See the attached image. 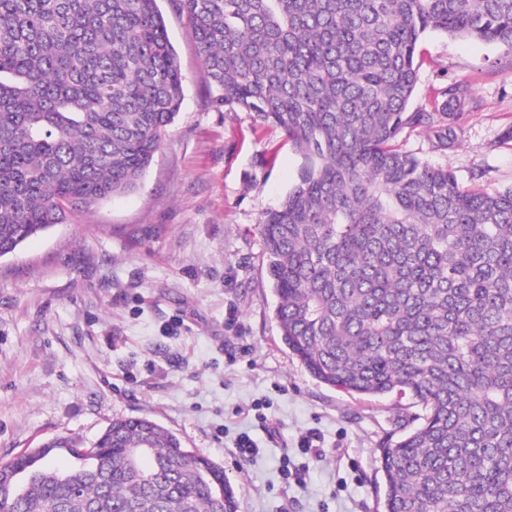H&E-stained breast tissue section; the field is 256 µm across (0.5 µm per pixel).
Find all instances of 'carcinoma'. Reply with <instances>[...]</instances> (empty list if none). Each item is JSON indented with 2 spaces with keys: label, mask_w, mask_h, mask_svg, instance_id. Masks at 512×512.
<instances>
[{
  "label": "carcinoma",
  "mask_w": 512,
  "mask_h": 512,
  "mask_svg": "<svg viewBox=\"0 0 512 512\" xmlns=\"http://www.w3.org/2000/svg\"><path fill=\"white\" fill-rule=\"evenodd\" d=\"M169 2L215 105L300 159L258 220L282 343L325 385L422 407L379 448L382 512H512V187L466 189L397 143L457 146L472 89L410 109L420 39L512 51V0ZM182 100L158 0H0V257L131 192ZM17 470L0 512H237L224 468L147 414L0 462Z\"/></svg>",
  "instance_id": "1"
}]
</instances>
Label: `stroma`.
Instances as JSON below:
<instances>
[{
    "instance_id": "35a3bbf8",
    "label": "stroma",
    "mask_w": 512,
    "mask_h": 512,
    "mask_svg": "<svg viewBox=\"0 0 512 512\" xmlns=\"http://www.w3.org/2000/svg\"><path fill=\"white\" fill-rule=\"evenodd\" d=\"M159 7L184 99L146 176L0 258V461L148 412L223 467L238 512H377L379 445L418 408L324 385L282 344L258 218L299 158L279 131L213 105L185 20ZM420 48L411 107L454 80L477 101L443 163L463 187L511 186L512 52L440 33ZM310 435L321 457L303 451Z\"/></svg>"
}]
</instances>
